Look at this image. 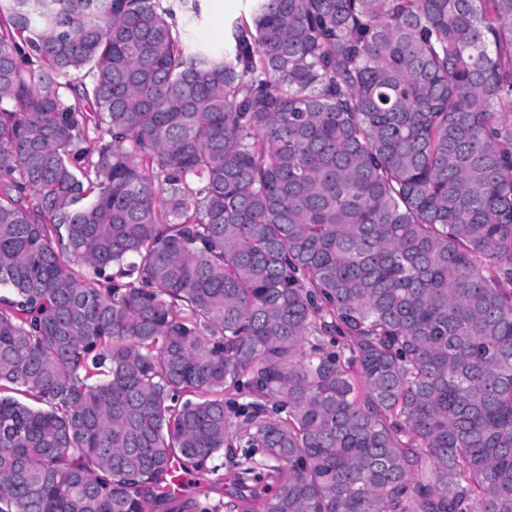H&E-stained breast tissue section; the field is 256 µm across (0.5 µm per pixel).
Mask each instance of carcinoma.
Masks as SVG:
<instances>
[{
    "label": "carcinoma",
    "instance_id": "1",
    "mask_svg": "<svg viewBox=\"0 0 512 512\" xmlns=\"http://www.w3.org/2000/svg\"><path fill=\"white\" fill-rule=\"evenodd\" d=\"M226 458L275 489L225 512H512V0H255L222 53L0 0V512Z\"/></svg>",
    "mask_w": 512,
    "mask_h": 512
}]
</instances>
